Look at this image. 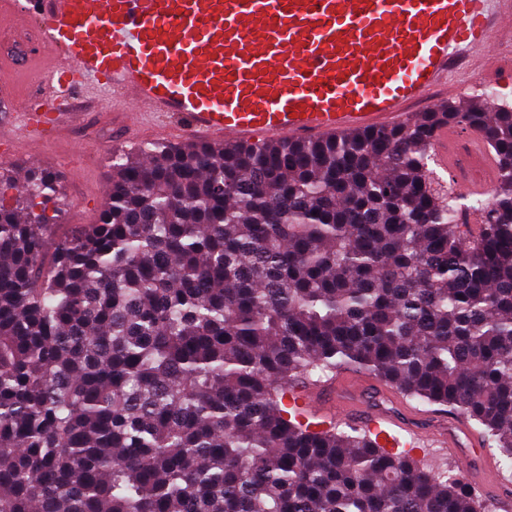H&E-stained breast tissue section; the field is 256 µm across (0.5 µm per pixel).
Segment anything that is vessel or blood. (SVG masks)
Here are the masks:
<instances>
[{"label": "vessel or blood", "instance_id": "obj_1", "mask_svg": "<svg viewBox=\"0 0 512 512\" xmlns=\"http://www.w3.org/2000/svg\"><path fill=\"white\" fill-rule=\"evenodd\" d=\"M16 22L41 24L53 49L0 54V137L12 146L80 124L106 90L136 126L251 146L402 124L462 72L493 67L484 50L512 34V0H0V25ZM457 138L437 127L440 168L454 167ZM470 149L479 175L465 188L483 193L495 161L478 132ZM336 394L337 414L399 447L386 430L395 391L344 370ZM464 477L512 507L494 464Z\"/></svg>", "mask_w": 512, "mask_h": 512}]
</instances>
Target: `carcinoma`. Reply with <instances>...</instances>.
I'll return each mask as SVG.
<instances>
[{
  "mask_svg": "<svg viewBox=\"0 0 512 512\" xmlns=\"http://www.w3.org/2000/svg\"><path fill=\"white\" fill-rule=\"evenodd\" d=\"M443 121L492 193L430 168ZM99 223L0 162V512H491L446 469L289 415L367 370L512 464V109L482 96L321 143L112 153ZM14 190L16 194L9 196ZM470 149L473 163L479 170L480 175L471 179L463 185L471 193H485L490 187L495 173V161L484 145L482 136L475 130L470 129Z\"/></svg>",
  "mask_w": 512,
  "mask_h": 512,
  "instance_id": "1",
  "label": "carcinoma"
}]
</instances>
